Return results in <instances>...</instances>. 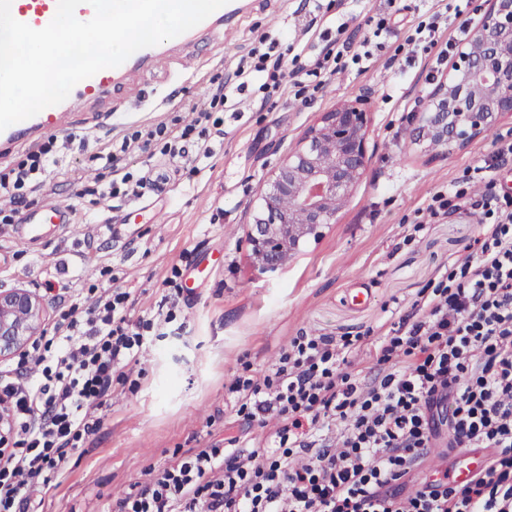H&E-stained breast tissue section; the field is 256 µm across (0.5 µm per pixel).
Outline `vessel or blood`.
I'll return each instance as SVG.
<instances>
[{"instance_id": "vessel-or-blood-1", "label": "vessel or blood", "mask_w": 512, "mask_h": 512, "mask_svg": "<svg viewBox=\"0 0 512 512\" xmlns=\"http://www.w3.org/2000/svg\"><path fill=\"white\" fill-rule=\"evenodd\" d=\"M57 11V0H12L13 17L33 29L46 27ZM234 11L232 5H225L215 11L207 19L187 31V38L206 32L215 37L223 36L224 28ZM170 42H162L156 46L135 52L128 59L127 65H137L141 74L151 76L154 61L157 57L169 54ZM127 65L106 68L94 76L80 81L71 91V96L60 104L42 110L36 116L9 126L0 132V150L10 151L22 141L35 142L44 134L58 130L64 118L72 112L75 102L108 103L112 100V91L121 86L122 77ZM71 211L67 206L48 202L40 208L26 212L20 225L22 240L30 244L40 242L44 237L46 226H62L70 223Z\"/></svg>"}]
</instances>
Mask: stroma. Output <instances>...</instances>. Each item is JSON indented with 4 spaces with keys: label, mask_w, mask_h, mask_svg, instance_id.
Instances as JSON below:
<instances>
[{
    "label": "stroma",
    "mask_w": 512,
    "mask_h": 512,
    "mask_svg": "<svg viewBox=\"0 0 512 512\" xmlns=\"http://www.w3.org/2000/svg\"><path fill=\"white\" fill-rule=\"evenodd\" d=\"M246 2L227 40L203 39L191 47L190 67L166 58L152 79L133 73L113 96L111 120H104L101 105H77L57 133L69 142L64 166L94 177V156L105 139L178 111L192 119L186 104L206 108L207 81L231 74L261 34L289 37L309 56L320 51L315 32L327 22L318 0ZM310 23L315 32L307 31ZM401 42L386 39L366 72L332 75L308 102L284 88L263 104L243 100L238 117H225L224 142L203 176L189 177L187 164L151 148L136 149L128 166L165 172L163 192L112 201L105 222L52 229L34 246L13 235L0 239V286L29 287L50 278L60 259L69 266L70 293L81 303L87 280L107 261L121 285L133 289L135 316H152L162 303L177 313L165 335L146 343L136 385L114 386L100 428L70 452L56 487L19 512H110L133 484L148 481L188 449L220 448L225 438L243 435L227 388L244 365L268 367L304 330L337 338L394 322L444 264L466 256L479 231L473 217L426 225L409 244L403 236L435 190L464 179L471 195L484 192V181L466 173L491 152L492 140L435 155L406 138L408 113L428 100L421 86L432 60L395 55ZM359 96L371 112L366 177L336 224L301 245L285 266L260 271L247 232L267 178L321 113ZM18 248L26 254L17 260L12 253ZM178 262L186 264L194 288L169 298L162 281Z\"/></svg>",
    "instance_id": "obj_1"
}]
</instances>
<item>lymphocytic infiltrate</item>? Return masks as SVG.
I'll list each match as a JSON object with an SVG mask.
<instances>
[{
    "label": "lymphocytic infiltrate",
    "mask_w": 512,
    "mask_h": 512,
    "mask_svg": "<svg viewBox=\"0 0 512 512\" xmlns=\"http://www.w3.org/2000/svg\"><path fill=\"white\" fill-rule=\"evenodd\" d=\"M456 37L443 39L448 18ZM395 23L383 12L364 21L359 49L328 42L314 57L287 41L260 37L241 57L236 83L207 89L209 107L190 123L180 116L130 129L96 158L111 180H86L60 166V148L48 137L22 158L0 166V225L18 223L32 195L56 177L79 183L80 198H112L163 191L152 169L124 170L132 147L154 146L177 160L193 157L200 175L224 139L223 111L231 95L279 88L309 99L328 74L351 66L365 71L374 38ZM469 20L456 0L419 15L407 30L412 52L447 60L467 37ZM477 166L487 190L472 199L462 184L433 193L408 229L461 211L478 218L469 254L446 264L386 333L366 331L334 339L312 332L294 336L271 368L236 377L229 386L236 419L263 429L257 447L231 437L223 448H198L135 485L113 512H512V194L497 187V171L512 160V139L493 141ZM56 290L51 336H39L17 365L0 370V395L10 400V452L0 470V512H16L48 488L68 454L102 422L113 384L130 378L149 333L169 324L172 312L133 320L130 289L89 284L79 308L66 282ZM366 353L368 372L354 360ZM275 428H268V420ZM479 450L483 465L464 482L448 467L431 470L432 455L449 458Z\"/></svg>",
    "instance_id": "f902f5d3"
}]
</instances>
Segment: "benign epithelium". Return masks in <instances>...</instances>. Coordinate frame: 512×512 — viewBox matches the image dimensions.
<instances>
[{
  "instance_id": "7a95c632",
  "label": "benign epithelium",
  "mask_w": 512,
  "mask_h": 512,
  "mask_svg": "<svg viewBox=\"0 0 512 512\" xmlns=\"http://www.w3.org/2000/svg\"><path fill=\"white\" fill-rule=\"evenodd\" d=\"M512 117V0H484L480 23L460 46L430 103L409 115L410 138L436 154L462 151ZM367 100L341 103L302 133L267 180L248 232L257 267L275 271L318 238L348 205L370 163ZM292 205L282 206L283 199ZM39 293L0 289V361L42 331Z\"/></svg>"
}]
</instances>
